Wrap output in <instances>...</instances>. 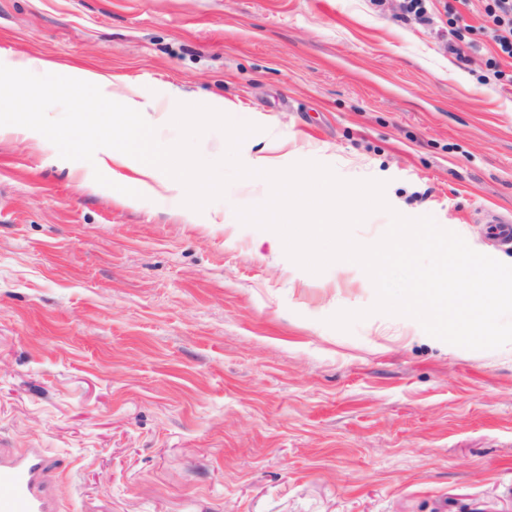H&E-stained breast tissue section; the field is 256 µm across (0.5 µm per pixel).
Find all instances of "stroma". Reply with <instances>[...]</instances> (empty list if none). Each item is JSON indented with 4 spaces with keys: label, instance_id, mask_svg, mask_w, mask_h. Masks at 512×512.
Returning <instances> with one entry per match:
<instances>
[{
    "label": "stroma",
    "instance_id": "35a3bbf8",
    "mask_svg": "<svg viewBox=\"0 0 512 512\" xmlns=\"http://www.w3.org/2000/svg\"><path fill=\"white\" fill-rule=\"evenodd\" d=\"M399 0H0V63L96 75L165 113L216 98L260 130L276 168L314 160L385 182L392 210L432 216L512 263L478 213L512 214V88L478 36ZM0 133V448H43L61 512H512V344L448 346L369 308L357 264L310 273L236 208L260 178L189 211L163 189L127 203Z\"/></svg>",
    "mask_w": 512,
    "mask_h": 512
}]
</instances>
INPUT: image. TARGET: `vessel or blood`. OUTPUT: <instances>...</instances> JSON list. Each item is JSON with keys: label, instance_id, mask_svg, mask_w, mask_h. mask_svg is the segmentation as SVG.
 Returning a JSON list of instances; mask_svg holds the SVG:
<instances>
[{"label": "vessel or blood", "instance_id": "b4317fda", "mask_svg": "<svg viewBox=\"0 0 512 512\" xmlns=\"http://www.w3.org/2000/svg\"><path fill=\"white\" fill-rule=\"evenodd\" d=\"M484 219L497 240L512 243V218L488 209ZM58 474L44 449L0 450V512H57Z\"/></svg>", "mask_w": 512, "mask_h": 512}]
</instances>
